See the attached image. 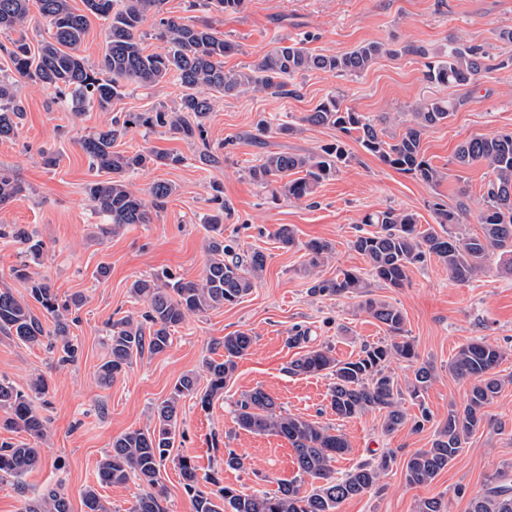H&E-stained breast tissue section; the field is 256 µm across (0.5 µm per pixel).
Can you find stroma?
<instances>
[{
    "mask_svg": "<svg viewBox=\"0 0 512 512\" xmlns=\"http://www.w3.org/2000/svg\"><path fill=\"white\" fill-rule=\"evenodd\" d=\"M189 5L190 0H164L163 14L192 17L235 41L238 52L224 59L228 70L253 65L281 40H305L316 54H340L368 41L383 42L390 51L358 77L309 72L297 78L294 96L247 93L217 100L202 143L182 140L162 128H129L115 150L148 148L180 155L183 161L151 165L132 177L134 189L142 194L157 181L172 184L175 191L163 208L152 210L150 223L130 224L111 235L101 233L104 219L86 194L87 184L98 174L77 139L127 113L173 107L181 94L179 84L171 80L148 90H130L113 101L110 111L89 108L77 117L53 91L17 82L25 112L17 136L0 140V170L13 173L25 190L0 209V224L28 229L42 242L43 251L35 257L26 245L0 238V288L26 298V282L13 275L14 267L24 264L33 277L47 279L60 297L79 294L83 303L70 325V336L80 347L74 363H59L58 353L47 345H27L0 333V380L20 389L38 375L49 381L46 401L39 406L48 419L47 436L38 443L44 463L19 481H0V512H22L27 499L55 482L62 484L70 512H85L82 492L98 486L97 465L113 439L148 425L154 406L170 395L176 380L201 371L205 359L219 358L224 336L238 330L251 331L256 341L239 360L223 395L206 411L195 398L182 401V435L175 451L194 457L200 472L221 470L225 484L247 493L273 490L296 478L295 453L283 438L253 434L236 424L237 400L259 386L283 411L339 429L350 446L335 464L339 473L394 453L395 463L379 489L346 500L339 512H417L420 500L432 496L443 498L448 512H468L470 495L485 479L512 466V276L493 259L486 274L459 284L432 260L411 268L404 287L375 289V297L401 309L419 362L433 365L436 373L425 394L433 423L420 432L405 425L389 433L377 410L338 419L329 407V378L288 374L289 362L298 355L287 345L295 329L307 330L310 346L330 347L340 360L357 357L364 344L382 341L387 334L358 298L311 295L300 271L301 252L282 249L273 233L288 224L299 242L330 241L335 255L322 271L326 278L340 269H365L351 242L368 211H412L427 225L435 221L434 203L452 207L462 200L468 205L463 231L479 233L477 215L489 172L480 164L457 167L454 154L468 138L512 131V43L498 37L500 31L512 29V0H248L238 14L193 11ZM452 38L488 48L493 70L478 88L433 86L424 79L423 58L402 51L414 42L434 53ZM331 94L381 123L390 135L409 124L410 106L420 97L459 100L448 122L423 137L426 159L445 173L442 182L430 185L397 171L356 141L341 139L334 128L301 125V118ZM263 118L297 124L301 130L290 136H262L256 124ZM339 139L352 160L313 198L271 201L245 173L266 153H316ZM43 147L58 155L55 168L43 165ZM217 194L232 208L225 234L235 236L244 250L266 255L255 288L237 304L188 316L165 353L143 355L112 386H99L96 371L107 352L110 323L140 316L144 310L129 292L131 283L165 272L185 281L203 277L207 217L215 211ZM474 338L502 346L504 359L497 371L510 383L486 407L483 427L448 468L428 486L409 485L405 460L430 446L437 424L448 418L450 404L466 400L469 385L453 377L448 364L458 347ZM228 448L243 457L244 469L225 468ZM459 485L466 487V496H455ZM98 488L112 512H129L139 492L134 480Z\"/></svg>",
    "mask_w": 512,
    "mask_h": 512,
    "instance_id": "1",
    "label": "stroma"
}]
</instances>
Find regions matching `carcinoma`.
<instances>
[{
	"label": "carcinoma",
	"mask_w": 512,
	"mask_h": 512,
	"mask_svg": "<svg viewBox=\"0 0 512 512\" xmlns=\"http://www.w3.org/2000/svg\"><path fill=\"white\" fill-rule=\"evenodd\" d=\"M30 0H0V35L8 40L3 50L8 55L14 77L0 80V140L17 135L24 107L15 91L14 78L40 84L58 94H70L72 112L79 116L88 107L107 111L112 101L135 85L152 88L176 80L182 88L176 105L128 116L79 139L90 165L104 174L86 186L94 208L107 220L104 234L114 233L129 224L150 223L149 207L160 208L173 193L172 185L155 182L147 197L134 191L128 177L149 164L167 165L180 158L153 150L125 152L113 150L115 141L131 125L167 128L187 141L204 139L205 122L214 109V99L203 94L209 90L223 97L246 92L292 95V81L311 71L331 72L340 77L359 76L381 55L391 53L378 41L363 43L343 54H315L305 40L284 43L267 51L258 62L240 70L224 69V57L238 51V45L224 39L208 25H197L181 17H162L156 38L165 47L148 52L143 46V26L150 15L162 11L163 0H84L88 14L75 13L69 0H38L39 13L47 23V36L31 49L24 26L29 18ZM247 0H192L193 8L218 13H240ZM108 21L106 49L97 67L90 66L78 53L88 26V15ZM17 37H12V34ZM404 52L426 59L424 76L439 86H474L490 70L489 52L482 44L451 40L435 54L423 46L410 45ZM460 102L449 98L423 97L411 105L412 123L397 136L349 107H342L336 96L320 102L301 118L312 126L334 127L354 139L369 154L384 164L408 173L431 185L439 184L443 173L425 158L422 150L426 132L453 115ZM259 133L292 135L299 127L282 123L275 127L262 119ZM344 143L326 145L321 152L300 155L270 152L248 169L252 182L270 193L273 200L285 195L301 200L314 195L326 180L336 176L348 162ZM455 160L461 166L484 164L490 179L484 186L479 223L480 235L458 232L467 205L439 204L434 208L436 225L418 223L417 214L393 208L376 210L363 216L361 223L372 227L356 236L352 248L366 261V271L341 269L333 278L321 275L333 252L331 243L313 239L299 244L295 230L281 224L274 232L283 249H304V274L310 278L309 292L314 296H352L361 298L362 309L384 326L390 341L362 348L358 356L338 360L329 347L305 350L288 366L293 375H324L331 380L330 408L339 419H350L372 410L385 412L383 426L391 432L403 426L408 414L403 410L405 395L418 405L412 429L424 430L433 416L423 402V392L435 379L434 367L421 364L414 380L401 386L388 371L393 359L418 358L414 341L405 335V318L393 304L373 297L374 288H401L408 281L410 267L430 259L448 271V278L465 283L485 273L488 260L497 256L503 271L512 275V132L494 137H472L456 149ZM24 192V187L6 172H0V205L4 206ZM151 201H146V198ZM216 213L207 219L210 232L207 263L202 279L185 282L168 279L160 285L153 280L137 279L130 285L131 295L146 304L142 320L125 316L109 326L107 354L97 369V381L107 387L126 372L133 360L144 353L165 352L173 341L172 333L187 316L203 315L226 304H235L249 295L265 269L266 257L260 250L242 253L236 239L224 236V217L231 208L216 195ZM11 236L27 245L33 255L40 254V241L27 229L15 227L0 237ZM16 278L28 285V295L38 303L53 323L45 329L27 302L18 299L9 288L0 289V333L25 344H37L50 336L60 345L61 362L74 361L78 346L72 342L69 315L79 308L83 297L60 300L49 282L33 278L27 266L15 270ZM254 342L246 331L224 336V358L208 360L203 374L180 377L170 396L157 404L152 425L127 431L112 440V447L98 462V484L123 485L131 479L140 482L131 512H164L161 497L164 487L161 470L167 461L178 469L183 490L191 498L193 512H338L345 500L362 495L376 486L395 462L392 453L358 465L338 477L333 462L349 451L345 436L317 421L276 410L273 398L256 388L237 402L236 423L248 432H272L285 439L295 452L298 479L280 483L274 491L244 493L224 484L219 472L199 475L192 458L172 456L180 431V401L197 393L200 380L206 389L199 398L201 409L210 408L215 397L224 393L233 377L237 360L248 354ZM504 357L502 347L483 339H473L459 347L448 370L469 383L466 403L448 407V420L435 430L431 447L412 453L405 462L404 476L410 485L426 486L448 467L467 440L482 426L484 408L502 391L505 380L495 369ZM44 377L31 381L23 392L0 381V409L7 417L3 425L22 431L34 440L46 436L47 419L34 401L48 394ZM41 462L39 449L26 442L0 444V480L18 479ZM316 486L306 494L302 479ZM86 512H112L94 487L83 492ZM22 512H70L68 498L56 488H48L37 499L28 501ZM469 512H512V469L498 470L486 478L482 488L470 498Z\"/></svg>",
	"instance_id": "carcinoma-1"
}]
</instances>
